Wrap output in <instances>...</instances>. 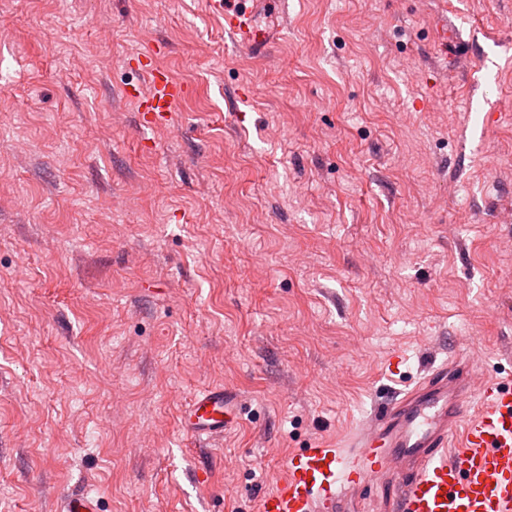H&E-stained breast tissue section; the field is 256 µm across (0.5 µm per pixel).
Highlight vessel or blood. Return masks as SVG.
<instances>
[{"label": "vessel or blood", "mask_w": 512, "mask_h": 512, "mask_svg": "<svg viewBox=\"0 0 512 512\" xmlns=\"http://www.w3.org/2000/svg\"><path fill=\"white\" fill-rule=\"evenodd\" d=\"M224 30L240 48L270 35L261 22V0H213ZM155 50L142 52L148 91L131 88L142 125L165 124L186 94L157 66ZM473 364L450 360L413 388L381 405L345 447L320 442L292 452L258 512H347L353 492L390 483L385 512H512V385L482 379L481 410L471 414ZM233 393L208 387L193 396L183 421L200 439L223 437L236 418Z\"/></svg>", "instance_id": "b4317fda"}]
</instances>
